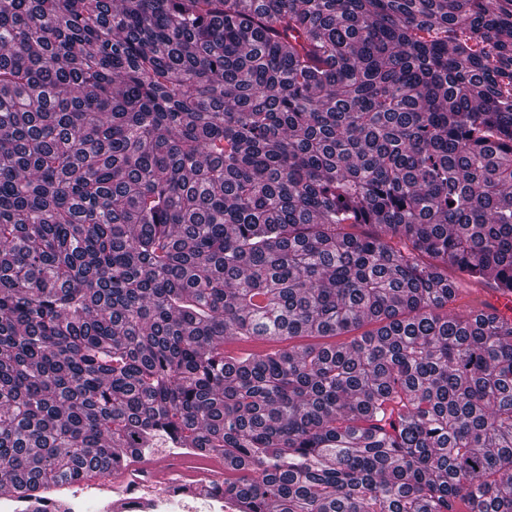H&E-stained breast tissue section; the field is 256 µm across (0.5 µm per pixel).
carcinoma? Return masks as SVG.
<instances>
[{
    "mask_svg": "<svg viewBox=\"0 0 512 512\" xmlns=\"http://www.w3.org/2000/svg\"><path fill=\"white\" fill-rule=\"evenodd\" d=\"M486 281L512 0H0L21 512L157 448L222 460L192 493L229 512H512V320L455 306Z\"/></svg>",
    "mask_w": 512,
    "mask_h": 512,
    "instance_id": "carcinoma-1",
    "label": "carcinoma"
}]
</instances>
